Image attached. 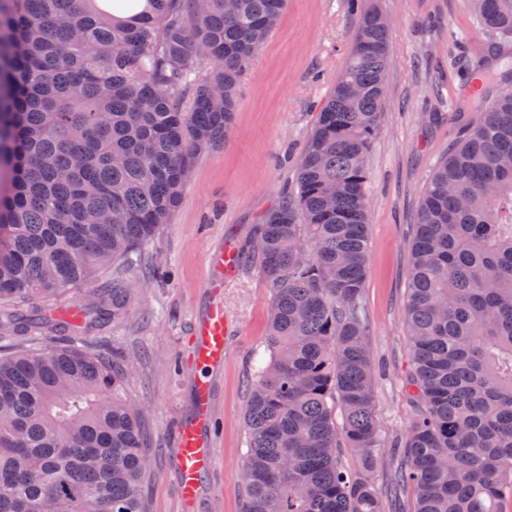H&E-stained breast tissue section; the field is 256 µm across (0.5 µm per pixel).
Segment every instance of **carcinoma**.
Masks as SVG:
<instances>
[{
	"label": "carcinoma",
	"mask_w": 512,
	"mask_h": 512,
	"mask_svg": "<svg viewBox=\"0 0 512 512\" xmlns=\"http://www.w3.org/2000/svg\"><path fill=\"white\" fill-rule=\"evenodd\" d=\"M473 3L512 36V0ZM285 4L147 0L116 17L97 0H0V302L75 288L168 223L199 155L230 137ZM387 36L382 13L362 14L295 190L249 244L273 300L244 414L242 512H386L360 299ZM511 53L493 42L478 60L474 77L501 92L463 100V135L419 207L406 308L418 410L395 469L415 512L512 503V71L496 74ZM133 299L112 289V316ZM130 368L57 347L0 355V512H146L150 458L117 396Z\"/></svg>",
	"instance_id": "carcinoma-1"
}]
</instances>
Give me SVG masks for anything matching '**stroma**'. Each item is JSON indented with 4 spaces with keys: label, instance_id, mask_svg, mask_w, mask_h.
<instances>
[{
    "label": "stroma",
    "instance_id": "1",
    "mask_svg": "<svg viewBox=\"0 0 512 512\" xmlns=\"http://www.w3.org/2000/svg\"><path fill=\"white\" fill-rule=\"evenodd\" d=\"M388 19V78L381 130L367 158L368 272L362 295L371 327L375 415L391 443L405 441L416 407L404 390L411 357L406 322L410 242L428 178L458 136V93L472 47L487 42L472 0H288L241 86L230 138L200 155L181 206L141 246L135 264L106 267L86 284L20 308L0 304V347L66 340L107 359H133L120 395L137 412L151 468L148 512H183L172 465L176 429L194 405L200 374L190 330L210 303L207 259L240 251L223 272L221 299L230 328L222 369L212 372L215 465L195 512H240L247 451L243 416L253 374L266 362L264 341L272 288L243 250L253 227L294 188L318 107L331 93L354 42L360 13ZM168 278L144 283L153 265ZM133 287L136 301L120 317L70 323L113 289Z\"/></svg>",
    "mask_w": 512,
    "mask_h": 512
}]
</instances>
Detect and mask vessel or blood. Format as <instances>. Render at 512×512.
Masks as SVG:
<instances>
[{"instance_id":"obj_1","label":"vessel or blood","mask_w":512,"mask_h":512,"mask_svg":"<svg viewBox=\"0 0 512 512\" xmlns=\"http://www.w3.org/2000/svg\"><path fill=\"white\" fill-rule=\"evenodd\" d=\"M234 249L228 248L211 258L207 286L218 290L222 285L225 267L233 265ZM228 340L224 306L213 302L206 316L199 320L193 331V354L198 366L206 369V376L196 381L195 408L177 431L176 447L172 455L173 469L184 504V512H193L201 493L204 477L214 467L211 445L205 437L214 417V402L209 374L224 365Z\"/></svg>"}]
</instances>
